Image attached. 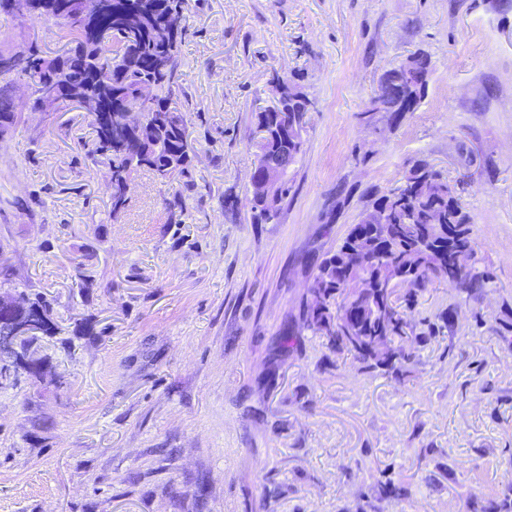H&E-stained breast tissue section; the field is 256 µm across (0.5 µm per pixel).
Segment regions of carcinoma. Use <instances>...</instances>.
I'll use <instances>...</instances> for the list:
<instances>
[{
  "label": "carcinoma",
  "instance_id": "1",
  "mask_svg": "<svg viewBox=\"0 0 512 512\" xmlns=\"http://www.w3.org/2000/svg\"><path fill=\"white\" fill-rule=\"evenodd\" d=\"M89 0H0V15L25 6L39 19H60L59 39L68 49L58 55L33 48L14 73L33 91L20 99L13 83L0 81V128L14 129L21 112L41 104V92L52 86L70 98V87L82 85L87 105L74 110L100 116L91 122L94 139L87 150L95 163H105L115 182L112 217L126 202L120 183L134 172L147 169L169 177L188 171L192 144L183 113L171 107L179 91L178 61L185 41L187 0H97L94 14L86 15ZM431 60L416 54L401 67L381 77L373 104L391 111L402 121L424 97ZM144 85L155 89L154 106L147 116L153 128L134 154L122 141L138 137L112 128V115L135 99ZM303 113L287 112L276 103L255 112V128L268 133L260 145L258 167L251 180L261 176L266 159L279 160L288 174L303 152L304 141L280 133L284 121L301 120ZM396 186L398 194L376 198L352 225L336 250L324 258L303 301L299 320L304 330L326 331L334 350L348 351L367 370L388 369L398 374L413 360L407 341L436 334L437 324L424 318L412 325L401 307L413 308L419 296L436 279L472 293L492 282L491 273L478 265L471 218L443 175L422 161ZM284 179L279 200L251 199L254 219L267 224L279 218L282 199L288 196Z\"/></svg>",
  "mask_w": 512,
  "mask_h": 512
}]
</instances>
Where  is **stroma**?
I'll use <instances>...</instances> for the list:
<instances>
[{
  "mask_svg": "<svg viewBox=\"0 0 512 512\" xmlns=\"http://www.w3.org/2000/svg\"><path fill=\"white\" fill-rule=\"evenodd\" d=\"M188 25L173 104L196 156L168 184L135 174L119 219L83 113L0 139V267L55 324L44 373L0 385V512H512V0H189ZM58 31L2 15L0 51L56 52ZM419 52L422 102L368 125L383 72ZM276 73L313 107L280 217L256 224L253 109ZM420 159L493 285L434 281L406 317L452 326L394 378L297 321L317 263Z\"/></svg>",
  "mask_w": 512,
  "mask_h": 512,
  "instance_id": "stroma-1",
  "label": "stroma"
}]
</instances>
